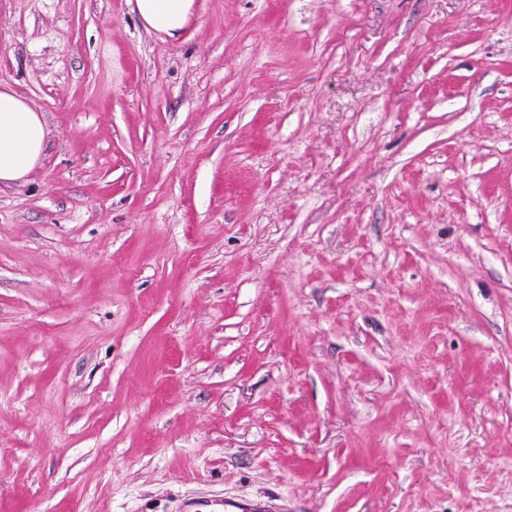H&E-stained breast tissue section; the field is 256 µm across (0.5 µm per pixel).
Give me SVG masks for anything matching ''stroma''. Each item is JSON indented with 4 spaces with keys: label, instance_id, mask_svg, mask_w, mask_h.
<instances>
[{
    "label": "stroma",
    "instance_id": "obj_1",
    "mask_svg": "<svg viewBox=\"0 0 512 512\" xmlns=\"http://www.w3.org/2000/svg\"><path fill=\"white\" fill-rule=\"evenodd\" d=\"M0 512H512V0H0ZM196 0H136L142 22L157 32L174 38L186 28ZM42 116L11 90L0 86V185L25 181L43 157Z\"/></svg>",
    "mask_w": 512,
    "mask_h": 512
}]
</instances>
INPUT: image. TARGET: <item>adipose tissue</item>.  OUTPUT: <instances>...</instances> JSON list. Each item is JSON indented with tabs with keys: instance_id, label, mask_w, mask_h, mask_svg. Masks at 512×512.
Wrapping results in <instances>:
<instances>
[{
	"instance_id": "1",
	"label": "adipose tissue",
	"mask_w": 512,
	"mask_h": 512,
	"mask_svg": "<svg viewBox=\"0 0 512 512\" xmlns=\"http://www.w3.org/2000/svg\"><path fill=\"white\" fill-rule=\"evenodd\" d=\"M195 0H136L142 22L177 37L189 23ZM46 128L39 112L7 87L0 86V185L25 181L45 150Z\"/></svg>"
}]
</instances>
